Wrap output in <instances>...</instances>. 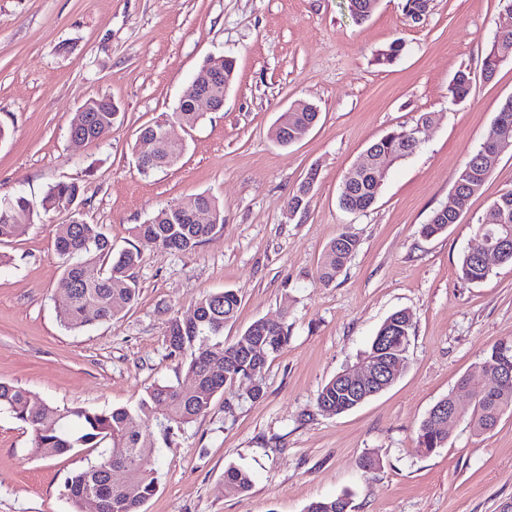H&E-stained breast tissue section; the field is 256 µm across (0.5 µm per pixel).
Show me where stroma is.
Masks as SVG:
<instances>
[{
    "label": "stroma",
    "mask_w": 512,
    "mask_h": 512,
    "mask_svg": "<svg viewBox=\"0 0 512 512\" xmlns=\"http://www.w3.org/2000/svg\"><path fill=\"white\" fill-rule=\"evenodd\" d=\"M404 4L378 0L358 25L346 0H0V200L37 201L56 183H78L83 216L103 226L113 253L141 251L137 301L117 319L70 329L55 307L64 275L53 227L66 215L34 214L22 235L0 242L12 259L0 267V381L28 390L35 406L91 411L135 404L153 384L187 383L164 343L168 321L224 289L241 298L225 340L260 319L289 327L287 345L261 373L262 399L227 389L205 416L144 449L159 488L143 512H304L343 493L350 512L512 505V413L481 435L460 419L445 447L415 449L433 405L464 375L483 383L479 363L512 340V265L490 262L478 283L458 277L463 254L480 244L476 226L512 190V153L457 223L431 238L420 233L451 204L457 172L512 96V59L493 79L482 73L500 0H429L417 20ZM398 39L402 53L378 63ZM227 57L235 77L223 109L201 107L191 127L176 120L197 71ZM460 70L472 76L462 101L450 91ZM102 97L120 110L111 134L73 142L71 119ZM299 99L317 105L319 119L302 140L279 145L271 129ZM157 120L187 150L145 176L137 137ZM414 127L420 149L391 166L375 204L342 209L343 179L368 146ZM311 171L308 206L290 213ZM198 193L219 202L222 233L190 253L139 245V224ZM345 226L359 246L322 285L326 249ZM401 309L413 317L401 379L350 412H319L321 387L355 368ZM97 455L40 456L31 428L0 410V512H73L64 481ZM368 455L376 467H362ZM231 466L251 473L245 494L225 490Z\"/></svg>",
    "instance_id": "stroma-1"
}]
</instances>
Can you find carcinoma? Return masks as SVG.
Instances as JSON below:
<instances>
[{
	"mask_svg": "<svg viewBox=\"0 0 512 512\" xmlns=\"http://www.w3.org/2000/svg\"><path fill=\"white\" fill-rule=\"evenodd\" d=\"M377 0H347L351 18L362 24L371 16ZM503 20L499 22V39L488 46L483 60L485 79H491L499 64L512 59V0H502ZM472 79L465 70L456 72L452 91L459 97L467 96ZM89 112H79L73 118L69 132L81 133L88 140H101L112 131L118 107L109 98L87 101ZM317 118L311 104L298 101L297 108L282 113L278 123L288 128V140L301 139L312 128ZM496 130L512 137V96L505 99L494 121ZM413 130H393L371 145L375 162L372 167L348 172L340 194L341 207L351 213L369 209L376 201L378 180L388 173L397 161L413 154L407 144L406 134ZM185 151L182 143L152 159H145L142 145H137V165L147 175L157 169L175 165ZM500 161L499 152L492 147V140L485 141L467 159L455 177L458 208L464 209L471 198L481 192L488 178ZM316 179L311 172L288 201V208L295 212L306 210L309 193ZM81 188L76 183H57L34 203L24 196L0 204V241L12 239L23 232L24 225L17 223V214L34 211L60 212L80 205ZM206 207L218 215L216 224H193L190 216L195 210ZM491 208L497 210L502 223L477 226L476 232L495 230L501 237L512 238V190L500 194ZM459 213L440 209L423 225L421 233L432 237L457 223ZM224 231V215L218 202L204 193L192 194L174 206L162 208L146 223L137 228V236L147 245L189 253L210 236ZM55 248L64 264L65 279L71 281L70 291L58 300L57 311L64 326L79 329L95 322L110 321L122 309L138 298L133 277L140 250L137 247L112 255V243L100 224H90L83 216L78 223L54 226ZM357 248L356 237L348 231L340 232L329 244L327 260L320 270L319 281L327 285L345 265ZM460 278L469 283L480 282L489 274V266L466 253L460 261ZM241 299L238 293L226 289L198 297L194 302V319L174 316L169 320L166 349L174 356L187 361L190 385H161L148 387L145 395L133 406H123L108 411H90L81 407L60 408L45 403L38 408L30 405L29 392L9 383L0 382V408L7 409L17 420L33 431V447L43 455H62L76 448L106 447L95 460L69 475L64 483L63 495L75 509L92 496L100 502V512H142L144 503L158 490L156 470L142 461L141 449L154 443L156 434L168 438L171 431L181 429L205 415L218 392L231 387L241 389V397L258 400L265 395L259 378L266 361L249 359L255 334L248 327L224 344V327L232 321ZM393 323L391 354L407 351L413 321L405 310L389 316ZM288 325L277 321L264 328L258 337L267 356L279 353L288 343ZM506 357L512 361V340L492 346L481 363V369L490 376L484 387V396L469 415V428L476 434L492 430L507 412L512 411V380L503 382L496 376L497 364ZM361 405L360 398L344 391L339 379H330L319 391L317 409L326 415L346 413ZM448 431L439 427L434 417H425L419 425L416 448L423 454L445 447ZM120 472V483L113 475ZM251 475L243 468L230 467L224 472V484L234 493H244L251 486ZM345 503L341 496L311 502L305 512H343Z\"/></svg>",
	"mask_w": 512,
	"mask_h": 512,
	"instance_id": "obj_1",
	"label": "carcinoma"
}]
</instances>
